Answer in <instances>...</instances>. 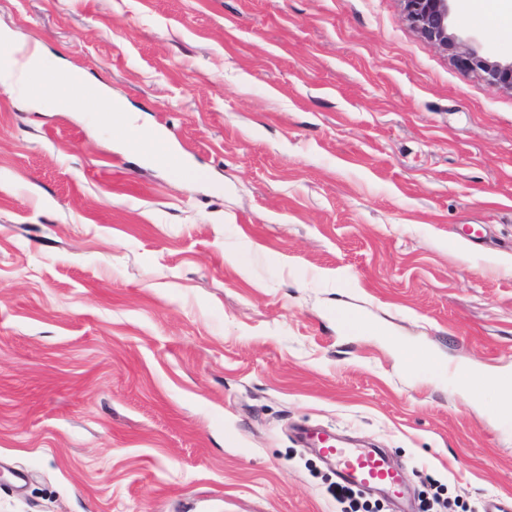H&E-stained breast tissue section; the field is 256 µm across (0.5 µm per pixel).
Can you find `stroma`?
<instances>
[{"label": "stroma", "mask_w": 512, "mask_h": 512, "mask_svg": "<svg viewBox=\"0 0 512 512\" xmlns=\"http://www.w3.org/2000/svg\"><path fill=\"white\" fill-rule=\"evenodd\" d=\"M452 25L512 60L497 0ZM0 28L194 172L0 85V512H340L303 424L388 449L410 512L512 497V435L437 372L512 378V91L401 0H0Z\"/></svg>", "instance_id": "1"}]
</instances>
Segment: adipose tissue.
<instances>
[{"label": "adipose tissue", "mask_w": 512, "mask_h": 512, "mask_svg": "<svg viewBox=\"0 0 512 512\" xmlns=\"http://www.w3.org/2000/svg\"><path fill=\"white\" fill-rule=\"evenodd\" d=\"M0 83L25 84L32 106L49 98L59 112H83L88 102H95L98 124L134 139L135 150L159 165L175 168L180 164L177 154L156 151L152 134L116 105L104 87L92 83L84 71L61 61L48 65L39 46L16 40L7 29H0Z\"/></svg>", "instance_id": "ef3b65f1"}]
</instances>
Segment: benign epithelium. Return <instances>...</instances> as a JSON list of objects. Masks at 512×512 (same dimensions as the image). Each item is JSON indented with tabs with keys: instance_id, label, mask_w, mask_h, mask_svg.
I'll return each instance as SVG.
<instances>
[{
	"instance_id": "benign-epithelium-1",
	"label": "benign epithelium",
	"mask_w": 512,
	"mask_h": 512,
	"mask_svg": "<svg viewBox=\"0 0 512 512\" xmlns=\"http://www.w3.org/2000/svg\"><path fill=\"white\" fill-rule=\"evenodd\" d=\"M454 2L403 0V11L409 25L424 39L450 53L459 67L477 74L492 90H512V61H492L481 54L474 39L452 31Z\"/></svg>"
}]
</instances>
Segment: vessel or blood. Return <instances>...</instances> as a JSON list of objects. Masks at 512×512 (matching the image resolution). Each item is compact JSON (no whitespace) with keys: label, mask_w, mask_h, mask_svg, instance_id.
Segmentation results:
<instances>
[{"label":"vessel or blood","mask_w":512,"mask_h":512,"mask_svg":"<svg viewBox=\"0 0 512 512\" xmlns=\"http://www.w3.org/2000/svg\"><path fill=\"white\" fill-rule=\"evenodd\" d=\"M302 437L332 467L338 482L363 492L398 493L401 475L381 449L346 444L334 436L310 429L303 430Z\"/></svg>","instance_id":"vessel-or-blood-1"}]
</instances>
